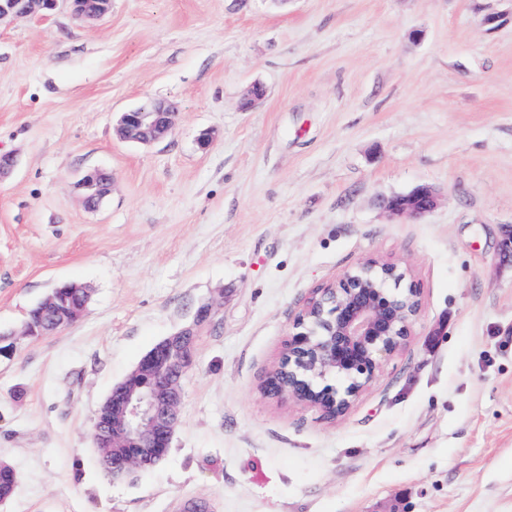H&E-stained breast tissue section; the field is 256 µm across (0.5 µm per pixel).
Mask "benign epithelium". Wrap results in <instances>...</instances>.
Masks as SVG:
<instances>
[{"instance_id": "1", "label": "benign epithelium", "mask_w": 512, "mask_h": 512, "mask_svg": "<svg viewBox=\"0 0 512 512\" xmlns=\"http://www.w3.org/2000/svg\"><path fill=\"white\" fill-rule=\"evenodd\" d=\"M59 0H0V19H23L54 11ZM80 21L100 19L111 0H65ZM174 105L154 102L121 114L118 132L128 141L153 143L165 139L175 124ZM112 177L94 169L79 181L89 209L100 205ZM439 195L427 185L412 193L383 199V209L396 219H420L433 211ZM420 292L408 272L393 263L367 261L339 280L318 289L294 322L277 366L264 392L319 407L326 415H343L360 391L375 381L383 361L409 341L420 312ZM44 309L56 323L68 326L82 316L84 304L60 301L54 294ZM212 307L202 306L194 326L166 337L150 349L132 373L115 384L96 411L93 451L118 448L112 477L164 459L180 422L181 379L194 362L196 329L209 320ZM339 378L342 387L331 384Z\"/></svg>"}]
</instances>
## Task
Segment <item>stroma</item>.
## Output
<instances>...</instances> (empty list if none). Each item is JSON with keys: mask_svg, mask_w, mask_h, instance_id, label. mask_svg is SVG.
Wrapping results in <instances>:
<instances>
[{"mask_svg": "<svg viewBox=\"0 0 512 512\" xmlns=\"http://www.w3.org/2000/svg\"><path fill=\"white\" fill-rule=\"evenodd\" d=\"M149 101L176 107L172 132L121 140ZM0 155V463L18 474L0 512H512V0L5 18ZM97 168L112 186L91 210ZM424 184L427 216L381 208ZM371 259L420 290L407 347L340 417L266 395L315 289ZM66 281L90 290L80 320L26 335ZM204 304L167 457L105 475L99 404ZM112 182L110 174L104 170L94 169L86 172L79 181V186L85 189L84 203L89 209L100 205V193L107 192Z\"/></svg>", "mask_w": 512, "mask_h": 512, "instance_id": "1", "label": "stroma"}]
</instances>
